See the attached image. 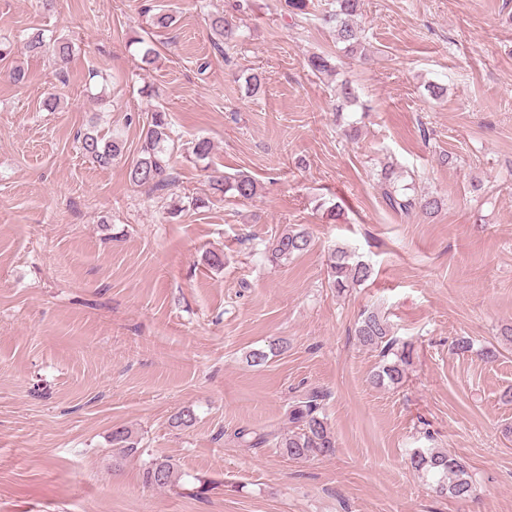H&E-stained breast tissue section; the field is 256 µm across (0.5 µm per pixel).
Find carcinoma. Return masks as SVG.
<instances>
[{"label": "carcinoma", "instance_id": "obj_1", "mask_svg": "<svg viewBox=\"0 0 512 512\" xmlns=\"http://www.w3.org/2000/svg\"><path fill=\"white\" fill-rule=\"evenodd\" d=\"M360 9L361 0H334V9L324 16V21L334 25L336 42L344 44L345 52L350 55L357 54L362 47V34L352 24ZM211 30L215 36L214 45L218 49L237 37L235 27L222 16L212 19ZM25 44L30 53L52 52L58 61L57 75L61 79L65 78V65L72 52V46L66 39L57 37L48 43L42 32L35 31L27 35ZM131 44L136 46L142 63L151 65L157 59L158 53L151 40L137 37L131 40ZM171 140L172 124L169 114L163 110L151 113L143 129L139 156L127 170L131 183L145 187L153 193L169 189L174 183L173 166L168 153ZM80 144L83 152L101 166L111 165L112 160L121 155L123 149L119 138L106 139L94 131L81 134ZM210 189L214 194L247 200L257 195L258 183L244 173L232 177L219 175L211 177ZM379 189L383 202L396 213L408 215L418 208L424 214L432 215L443 205V200L437 196L412 197L402 192L396 184L394 171L389 168L381 170ZM310 247L311 236L306 229L289 227L269 242L265 257L278 263L304 253ZM371 274L372 269L368 264L354 260L342 248H336L330 257L329 284L340 292L368 280ZM355 333L362 345L380 349L382 357L394 356L393 360L386 361L379 367L375 373L376 381L393 386L400 384L405 376L404 366L408 364L410 350L405 344L398 345L397 340L390 336L386 319L377 311H368L363 314ZM321 400L320 392L312 391L294 402L289 410V421L294 424V430L284 436L264 431L241 430L235 433L236 439L247 448L272 442L291 459L326 456L334 451L335 439L326 418L321 416ZM112 445L123 449L127 454L141 451L139 442L123 426L112 430ZM410 464L436 493L466 499L472 492L473 480L468 469L446 452L434 449L417 450L410 455ZM143 478L148 485L170 487L176 483L175 465L169 458L154 457L145 468Z\"/></svg>", "mask_w": 512, "mask_h": 512}]
</instances>
